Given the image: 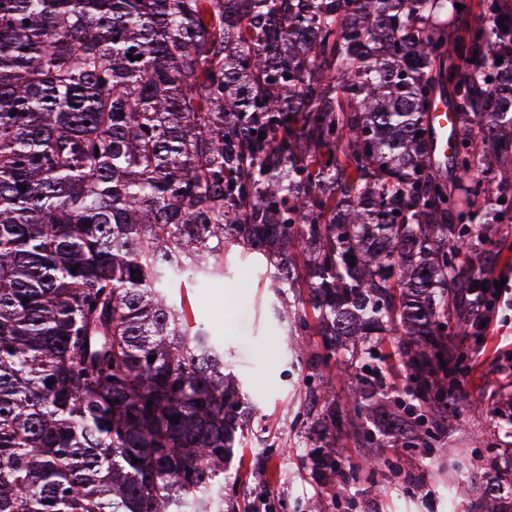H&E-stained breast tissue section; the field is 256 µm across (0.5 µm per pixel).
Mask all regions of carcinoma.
Here are the masks:
<instances>
[{
    "mask_svg": "<svg viewBox=\"0 0 512 512\" xmlns=\"http://www.w3.org/2000/svg\"><path fill=\"white\" fill-rule=\"evenodd\" d=\"M507 219L512 0H0V512H236L246 397L168 291L231 251L324 336L315 369L357 338L368 435H430L469 359L453 298L484 303L465 245ZM446 98L441 97L431 114V125L435 132L432 159L435 164L448 155V133L458 126V114L445 104Z\"/></svg>",
    "mask_w": 512,
    "mask_h": 512,
    "instance_id": "1",
    "label": "carcinoma"
}]
</instances>
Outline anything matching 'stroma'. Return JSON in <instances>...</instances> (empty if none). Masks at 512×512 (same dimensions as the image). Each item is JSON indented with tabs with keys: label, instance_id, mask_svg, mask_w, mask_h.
I'll return each instance as SVG.
<instances>
[{
	"label": "stroma",
	"instance_id": "stroma-1",
	"mask_svg": "<svg viewBox=\"0 0 512 512\" xmlns=\"http://www.w3.org/2000/svg\"><path fill=\"white\" fill-rule=\"evenodd\" d=\"M473 264L512 290V221L491 226ZM187 293L196 320L224 346L225 373L242 384L254 409L251 429L228 466L247 504L257 507L266 498L274 512H475V495L450 494L456 462L473 463V483L481 490L512 470V314L505 309H498L486 337L464 341L479 371L463 375L465 392L448 409L449 428L414 448L404 438L385 448L347 429L331 445L360 478L342 483L319 477L302 415L310 386L331 390L337 411L348 412L352 379L341 367L311 376L313 355L324 352L322 336L291 335L275 312L279 301L263 267L243 264L234 253L224 275ZM302 345L309 355L299 353Z\"/></svg>",
	"mask_w": 512,
	"mask_h": 512
}]
</instances>
